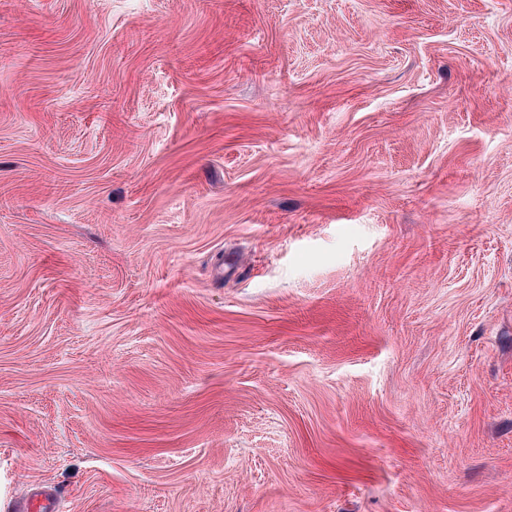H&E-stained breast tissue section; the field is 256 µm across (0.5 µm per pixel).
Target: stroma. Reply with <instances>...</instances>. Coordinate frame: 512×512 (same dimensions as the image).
Masks as SVG:
<instances>
[{
    "label": "stroma",
    "instance_id": "35a3bbf8",
    "mask_svg": "<svg viewBox=\"0 0 512 512\" xmlns=\"http://www.w3.org/2000/svg\"><path fill=\"white\" fill-rule=\"evenodd\" d=\"M512 512V0H0V512Z\"/></svg>",
    "mask_w": 512,
    "mask_h": 512
}]
</instances>
